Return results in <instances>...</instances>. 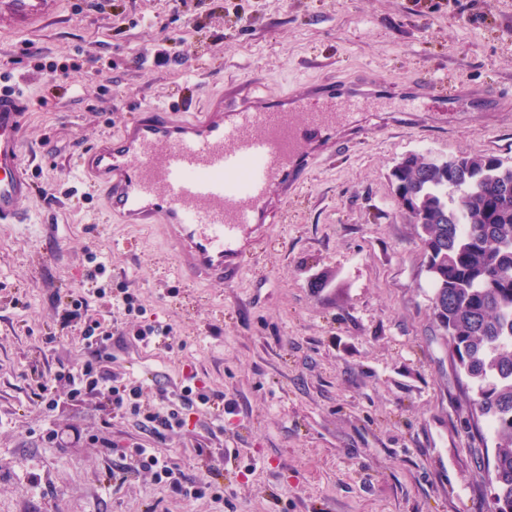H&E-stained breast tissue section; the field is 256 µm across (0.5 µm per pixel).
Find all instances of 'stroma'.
<instances>
[{"label": "stroma", "mask_w": 512, "mask_h": 512, "mask_svg": "<svg viewBox=\"0 0 512 512\" xmlns=\"http://www.w3.org/2000/svg\"><path fill=\"white\" fill-rule=\"evenodd\" d=\"M370 74L433 83L435 99L384 100L338 130L344 151L313 162L234 281L181 277L162 234L109 220L73 178L145 107ZM457 84L497 108L445 109ZM14 85L33 99L21 148L34 192L27 223L0 224V512H488L475 409L390 173L415 153L512 164V0H59L31 33L0 32V88ZM100 262L97 282L127 289L175 342L136 344L142 317L93 296L66 317ZM97 320L113 324L108 370L170 391L196 374L231 405L223 431L193 410L158 439L96 394L71 399L56 374L86 358ZM107 440L220 482L223 503L176 498L145 471L113 484L123 461Z\"/></svg>", "instance_id": "stroma-1"}]
</instances>
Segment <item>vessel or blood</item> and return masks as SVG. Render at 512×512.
Returning <instances> with one entry per match:
<instances>
[{
	"instance_id": "b4317fda",
	"label": "vessel or blood",
	"mask_w": 512,
	"mask_h": 512,
	"mask_svg": "<svg viewBox=\"0 0 512 512\" xmlns=\"http://www.w3.org/2000/svg\"><path fill=\"white\" fill-rule=\"evenodd\" d=\"M58 0H0V31L22 36L54 13ZM371 79L310 87L302 95L250 92L216 98L204 111L173 118L150 106L81 157L79 169L127 224L160 226L179 270L196 282L234 279L314 156L333 144L373 99ZM30 101L0 88V223L22 220L32 182L21 153ZM245 179H238L240 170Z\"/></svg>"
}]
</instances>
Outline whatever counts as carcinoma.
<instances>
[{
  "label": "carcinoma",
  "instance_id": "cac0c4a2",
  "mask_svg": "<svg viewBox=\"0 0 512 512\" xmlns=\"http://www.w3.org/2000/svg\"><path fill=\"white\" fill-rule=\"evenodd\" d=\"M428 252L432 308L495 437L489 495L512 512V165L411 154L391 173Z\"/></svg>",
  "mask_w": 512,
  "mask_h": 512
}]
</instances>
